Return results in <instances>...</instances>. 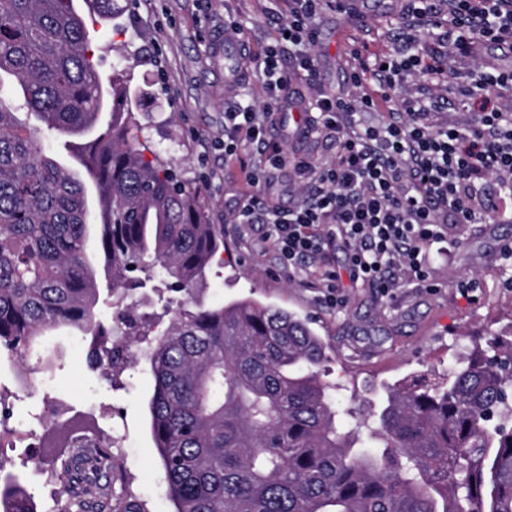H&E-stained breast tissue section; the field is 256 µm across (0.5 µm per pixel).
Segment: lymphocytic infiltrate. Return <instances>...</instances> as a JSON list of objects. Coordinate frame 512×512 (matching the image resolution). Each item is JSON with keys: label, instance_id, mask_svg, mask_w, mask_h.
<instances>
[{"label": "lymphocytic infiltrate", "instance_id": "f902f5d3", "mask_svg": "<svg viewBox=\"0 0 512 512\" xmlns=\"http://www.w3.org/2000/svg\"><path fill=\"white\" fill-rule=\"evenodd\" d=\"M331 0H293L280 27L296 47L295 71L314 75L312 20ZM396 50L371 51L349 72L348 94L321 93L315 100L319 129L336 137V157L316 167L288 156L268 129L296 92L284 70L280 45L261 54L263 109L224 113V161L240 162L246 186L232 211L237 224H258L279 271L314 279L329 307L344 306L343 282L376 288L385 298L399 288L428 287V250L445 240L452 224L479 223L495 205L483 190L496 180L512 196V113L499 99L512 92V66L480 59L488 44L512 50V0H404ZM443 30L439 46L427 34ZM475 59L465 97L475 108L463 126L435 123L444 100L425 86L448 78L455 56ZM383 113L363 124L368 112ZM260 157L242 165L243 154ZM289 170L291 185L308 197L285 207L269 195L275 172ZM343 242L347 262L336 270L327 253Z\"/></svg>", "mask_w": 512, "mask_h": 512}]
</instances>
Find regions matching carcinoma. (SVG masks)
Wrapping results in <instances>:
<instances>
[{"label":"carcinoma","mask_w":512,"mask_h":512,"mask_svg":"<svg viewBox=\"0 0 512 512\" xmlns=\"http://www.w3.org/2000/svg\"><path fill=\"white\" fill-rule=\"evenodd\" d=\"M111 21L120 0H92ZM74 0H0V362L23 382L51 368L41 337L91 336L107 378L150 336L149 427L174 512H512V332L476 342L442 374L401 382L363 440L320 380L326 346L308 318L255 299L205 303L224 225L148 146L122 70L103 82ZM67 137L25 127L12 105ZM152 158H147L146 153ZM98 228L103 269L89 260ZM185 296L166 324L133 298L154 266ZM117 297L102 336L101 287ZM64 428L53 458L67 512H139L112 498L110 440ZM0 512H31L0 456Z\"/></svg>","instance_id":"cac0c4a2"}]
</instances>
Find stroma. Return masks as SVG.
Returning <instances> with one entry per match:
<instances>
[{
  "mask_svg": "<svg viewBox=\"0 0 512 512\" xmlns=\"http://www.w3.org/2000/svg\"><path fill=\"white\" fill-rule=\"evenodd\" d=\"M288 15L287 0H149L130 6L123 33L96 23L87 15L98 48L95 60L102 75L130 70L134 83L150 86L141 113L148 122L150 145L173 162L210 203L212 220L224 227V264L213 273L207 302L227 303L253 298L300 315L311 316L330 357L325 379L340 385L338 410L344 423L359 420L367 402L379 401L388 384L408 375L447 369L460 336L483 337L487 330L512 327V257L501 255L512 243V203L489 223L465 224L450 231L444 248L431 255L432 288H405L394 299L380 297L368 286L345 290L344 309L327 307L319 289L277 274L271 250L260 244V227L227 223L229 203L239 183L224 177V152L215 143L224 136V112L258 106L261 76L254 55L275 43ZM400 4L379 9L375 0H361L343 12L323 8L314 26L317 42L314 81L297 80L306 99L319 92H341L346 71L340 57L349 37L374 48L391 44L398 27ZM236 23L245 58L233 93L224 91V28ZM211 148H201V140ZM476 286L461 297L457 285ZM52 363L45 388L63 412L41 418V397L23 391L17 372L0 365V394L9 398L11 425L19 438L35 432L55 439L65 420L97 419L112 439V491L140 505L143 512H172L153 447L148 403L154 389L145 345H137L138 362L116 382L104 379L88 360L90 338L58 329L46 336ZM12 470L32 494L37 512H57L52 489L60 481L48 464H34L20 450L5 449Z\"/></svg>",
  "mask_w": 512,
  "mask_h": 512,
  "instance_id": "stroma-1",
  "label": "stroma"
}]
</instances>
